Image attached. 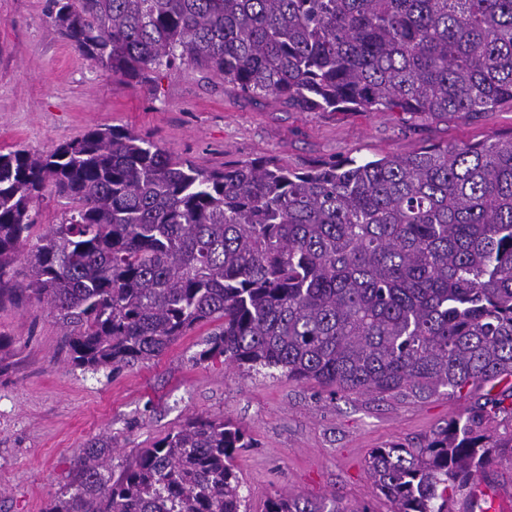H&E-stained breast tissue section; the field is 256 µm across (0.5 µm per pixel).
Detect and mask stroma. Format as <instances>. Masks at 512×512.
Returning <instances> with one entry per match:
<instances>
[{
	"mask_svg": "<svg viewBox=\"0 0 512 512\" xmlns=\"http://www.w3.org/2000/svg\"><path fill=\"white\" fill-rule=\"evenodd\" d=\"M120 126L206 170L277 160L299 171L433 146L512 136V108L475 121L403 112H292L223 78L184 68L135 86L83 59L64 40L49 0H0V152H47L93 128ZM206 323L159 356L96 373L70 361L65 329L46 304L0 302V512H42L69 491L85 442L112 439V470L196 417L229 419L251 437L236 461L248 512L268 498L336 499L348 512H390L365 471L372 449L414 443L472 396L331 395L280 375L195 355Z\"/></svg>",
	"mask_w": 512,
	"mask_h": 512,
	"instance_id": "35a3bbf8",
	"label": "stroma"
}]
</instances>
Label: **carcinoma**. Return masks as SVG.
I'll use <instances>...</instances> for the list:
<instances>
[{
	"mask_svg": "<svg viewBox=\"0 0 512 512\" xmlns=\"http://www.w3.org/2000/svg\"><path fill=\"white\" fill-rule=\"evenodd\" d=\"M61 36L137 85L199 68L304 112L479 119L512 108V0H49ZM50 190L62 221L28 246ZM25 259L29 280H14ZM44 302L72 364L160 355L219 321L198 360L338 394L428 398L512 376V137L295 171L180 162L117 126L46 154L0 153V301ZM512 386L418 446L374 448L393 512L449 504L512 449ZM245 429L194 418L112 474L89 439L73 492L43 512H247ZM265 512H343L303 496Z\"/></svg>",
	"mask_w": 512,
	"mask_h": 512,
	"instance_id": "1",
	"label": "carcinoma"
}]
</instances>
